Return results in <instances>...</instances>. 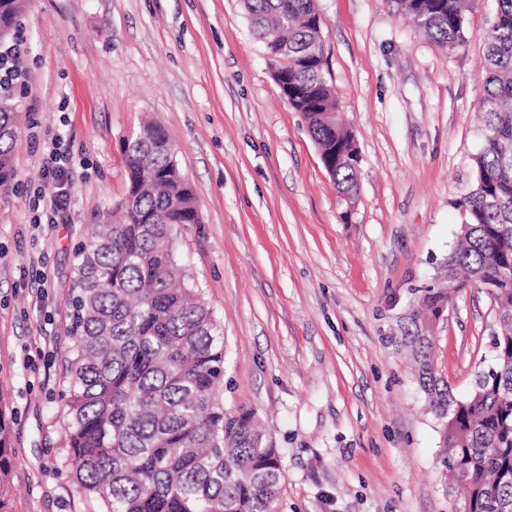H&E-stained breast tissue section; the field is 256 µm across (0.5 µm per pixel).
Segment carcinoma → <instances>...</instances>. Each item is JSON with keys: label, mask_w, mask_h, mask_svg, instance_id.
I'll return each mask as SVG.
<instances>
[{"label": "carcinoma", "mask_w": 512, "mask_h": 512, "mask_svg": "<svg viewBox=\"0 0 512 512\" xmlns=\"http://www.w3.org/2000/svg\"><path fill=\"white\" fill-rule=\"evenodd\" d=\"M437 42L464 37L469 0H393ZM340 195L357 189L353 135L336 120L325 77L315 0H242ZM483 142L472 186L456 200L465 216L441 278L398 327L417 383L438 422L451 501L467 512H512V0H496L484 33ZM19 113L0 112V188L14 180ZM128 191L115 213L78 244L66 436L80 491L101 512H278L280 449L251 414L224 413L223 332L199 289L184 282L173 234L200 223L191 184L173 162L169 135L147 121L124 148ZM490 294L498 332L494 362L477 372L479 394L458 398L442 376L433 327L464 284ZM9 423L0 404V512H12Z\"/></svg>", "instance_id": "cac0c4a2"}]
</instances>
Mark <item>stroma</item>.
I'll return each mask as SVG.
<instances>
[{"mask_svg": "<svg viewBox=\"0 0 512 512\" xmlns=\"http://www.w3.org/2000/svg\"><path fill=\"white\" fill-rule=\"evenodd\" d=\"M325 71L360 162L336 192L274 79L240 0H25L29 79L0 192V393L13 448L12 512H99L70 463L60 395L78 241L127 193L125 142L149 118L170 134L199 223L178 261L224 329V411L254 413L280 448L279 512H451L435 417L392 338L454 247L455 207L482 144V35L474 0L448 48L392 0H316ZM74 165L49 196L43 145ZM46 284H39L40 275ZM496 312L469 282L436 328L456 396L492 363Z\"/></svg>", "mask_w": 512, "mask_h": 512, "instance_id": "stroma-1", "label": "stroma"}]
</instances>
